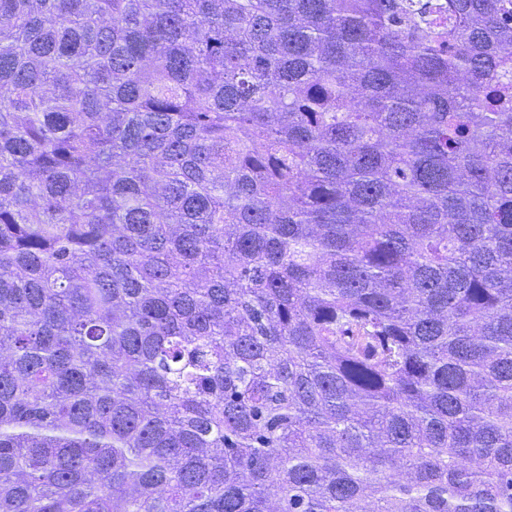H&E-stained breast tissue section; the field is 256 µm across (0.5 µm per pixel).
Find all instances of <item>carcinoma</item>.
Segmentation results:
<instances>
[{"instance_id": "obj_1", "label": "carcinoma", "mask_w": 512, "mask_h": 512, "mask_svg": "<svg viewBox=\"0 0 512 512\" xmlns=\"http://www.w3.org/2000/svg\"><path fill=\"white\" fill-rule=\"evenodd\" d=\"M0 0V512H512V0Z\"/></svg>"}]
</instances>
